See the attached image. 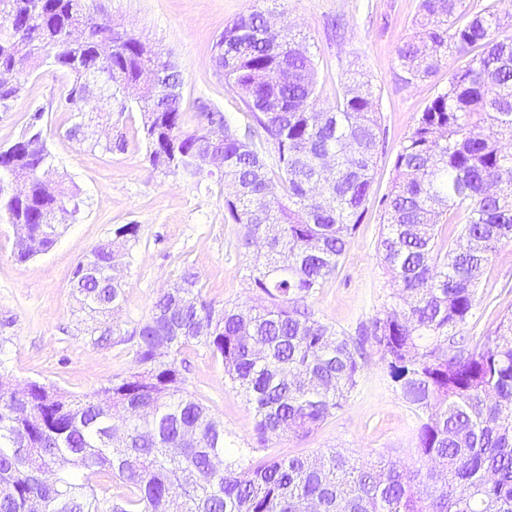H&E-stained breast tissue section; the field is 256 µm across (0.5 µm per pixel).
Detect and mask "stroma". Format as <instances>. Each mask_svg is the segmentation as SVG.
<instances>
[{
    "instance_id": "1",
    "label": "stroma",
    "mask_w": 512,
    "mask_h": 512,
    "mask_svg": "<svg viewBox=\"0 0 512 512\" xmlns=\"http://www.w3.org/2000/svg\"><path fill=\"white\" fill-rule=\"evenodd\" d=\"M418 0H87L90 11L110 17L161 51L182 74L186 109L205 102L236 124L249 116L218 71L214 45L226 24L253 10L272 13L278 23L303 39L317 63V102L327 107L344 91L346 72H355L376 96L381 124L373 192L364 218L340 260L339 268L311 300L317 316L345 335L356 336L393 304L394 288L378 256L383 231L381 197L395 175V160L405 137L438 90L447 69L424 81L405 82L396 49L417 30ZM66 76L42 64L33 68L20 94L0 111V146L12 144L34 109L44 111V132L55 157L54 179L76 184L81 212L46 253L21 262L17 235L0 224V336L7 337L6 382L36 380L75 396L110 385L134 367L130 343L93 346L71 278L77 263L113 225H139V239L128 257L125 302L113 321L132 330L145 321L160 289L184 272H195L202 291L216 307L249 302L247 266L261 262L243 245L246 229L224 219V187L217 178L195 186L149 162L141 114L133 95L91 91L84 111H69ZM82 124L84 140L66 137ZM121 138L123 150L104 151L106 137ZM512 314V244L503 245L488 266L477 306L460 335L470 340L495 330ZM181 374L187 390L224 424L233 448L263 447L283 457L333 449L368 462L392 461L413 468L424 464L417 449V419L396 392L382 354L367 345L357 387L345 406L310 437L270 438L259 442L254 416L244 398L224 379L221 360L194 347L185 354Z\"/></svg>"
}]
</instances>
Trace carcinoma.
Here are the masks:
<instances>
[{"label":"carcinoma","instance_id":"carcinoma-1","mask_svg":"<svg viewBox=\"0 0 512 512\" xmlns=\"http://www.w3.org/2000/svg\"><path fill=\"white\" fill-rule=\"evenodd\" d=\"M499 2L471 12L465 0H419V30L397 48L411 81L433 76L450 57L453 65L401 145L380 200L378 253L395 303L356 340L316 318L310 299L336 273L372 190L381 130L372 88L351 74L334 105L317 106L313 56L253 11L227 24L215 45L216 64L253 123L241 127L203 104L186 111L172 63L168 91L140 89L154 168L199 184L207 174L191 171L195 155L205 145L224 154L225 219L261 235L267 249L247 274L255 297L218 309L187 270L131 332L87 328L94 345L128 336L135 370L82 396L37 381L20 391L0 383V512H31L34 501L41 512H307L312 500L320 512H512V317L473 346L457 339L492 256L512 243V24L502 23ZM75 24L83 25L79 40ZM104 37L116 42L106 61ZM42 56L71 77L65 102L78 112L96 72L108 70L105 89L122 91L161 61L84 0H0V70L14 74L0 84V109ZM43 116L35 110L27 131L0 149V221L31 243L20 261L48 251L80 213L78 193L45 176L53 157L36 127ZM213 125L224 139L209 143ZM12 180L23 196L4 189ZM448 224L461 226L449 242L441 230ZM138 234L137 224L116 225L75 267L96 269L72 280L89 319L124 302L121 248ZM203 321L207 335L198 331ZM368 340L419 420L417 448L432 462L425 471L338 451L227 462L224 423L185 390L175 360L205 346L261 439L306 438L357 387ZM116 414L124 426L110 437ZM105 478L116 494L106 495Z\"/></svg>","mask_w":512,"mask_h":512}]
</instances>
